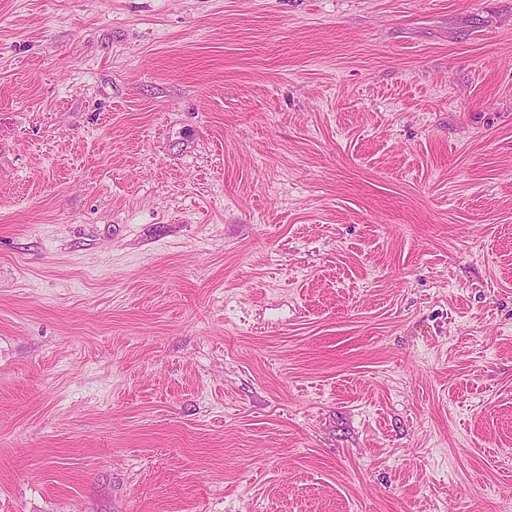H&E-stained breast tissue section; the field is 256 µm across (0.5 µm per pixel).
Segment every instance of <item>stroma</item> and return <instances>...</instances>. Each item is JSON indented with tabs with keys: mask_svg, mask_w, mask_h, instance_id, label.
Wrapping results in <instances>:
<instances>
[{
	"mask_svg": "<svg viewBox=\"0 0 512 512\" xmlns=\"http://www.w3.org/2000/svg\"><path fill=\"white\" fill-rule=\"evenodd\" d=\"M0 512H512V0H0Z\"/></svg>",
	"mask_w": 512,
	"mask_h": 512,
	"instance_id": "stroma-1",
	"label": "stroma"
}]
</instances>
